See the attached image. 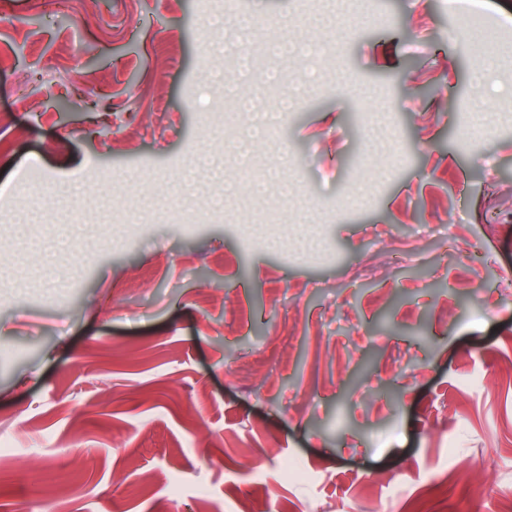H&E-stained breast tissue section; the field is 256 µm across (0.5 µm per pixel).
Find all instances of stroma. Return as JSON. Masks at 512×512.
I'll return each mask as SVG.
<instances>
[{"label":"stroma","instance_id":"obj_1","mask_svg":"<svg viewBox=\"0 0 512 512\" xmlns=\"http://www.w3.org/2000/svg\"><path fill=\"white\" fill-rule=\"evenodd\" d=\"M476 3L0 0V512H407L451 464L494 496L445 512L512 501V0ZM224 4L308 53L227 69ZM270 69L302 103L244 155Z\"/></svg>","mask_w":512,"mask_h":512}]
</instances>
